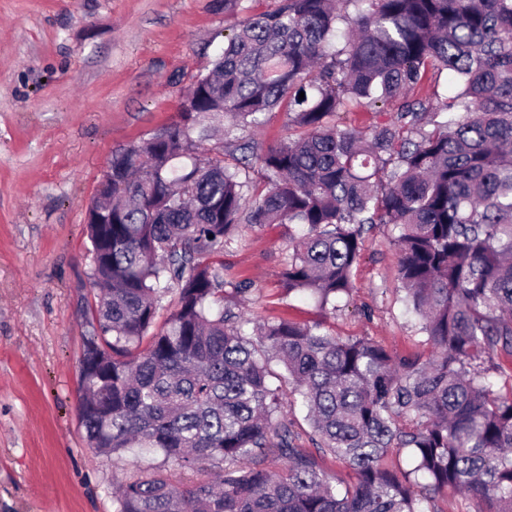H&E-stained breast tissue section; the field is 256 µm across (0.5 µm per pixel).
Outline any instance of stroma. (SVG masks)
<instances>
[{"instance_id": "1", "label": "stroma", "mask_w": 512, "mask_h": 512, "mask_svg": "<svg viewBox=\"0 0 512 512\" xmlns=\"http://www.w3.org/2000/svg\"><path fill=\"white\" fill-rule=\"evenodd\" d=\"M272 4L0 0V512H113L116 486L148 465L97 454L78 415L97 294L88 207L113 150L177 121L227 36ZM395 234L365 233L354 288L333 314L285 295L287 226L242 227L224 276L255 283L241 307L259 321L320 318L338 336L419 356L429 346L398 293Z\"/></svg>"}]
</instances>
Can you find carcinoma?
I'll list each match as a JSON object with an SVG mask.
<instances>
[{
  "label": "carcinoma",
  "instance_id": "1",
  "mask_svg": "<svg viewBox=\"0 0 512 512\" xmlns=\"http://www.w3.org/2000/svg\"><path fill=\"white\" fill-rule=\"evenodd\" d=\"M441 69L455 95L416 97ZM377 105L393 118L370 133L336 122ZM281 107L300 137L257 153L233 136ZM111 165L87 216L104 296L86 310L79 418L102 455L160 457L114 512H435L450 488L512 512V0H274L195 76L180 120ZM243 224L297 228L283 287L324 312L350 295L363 234L394 225L429 355L320 321L248 329L235 299L255 284L220 259ZM393 448L414 460L401 478Z\"/></svg>",
  "mask_w": 512,
  "mask_h": 512
}]
</instances>
